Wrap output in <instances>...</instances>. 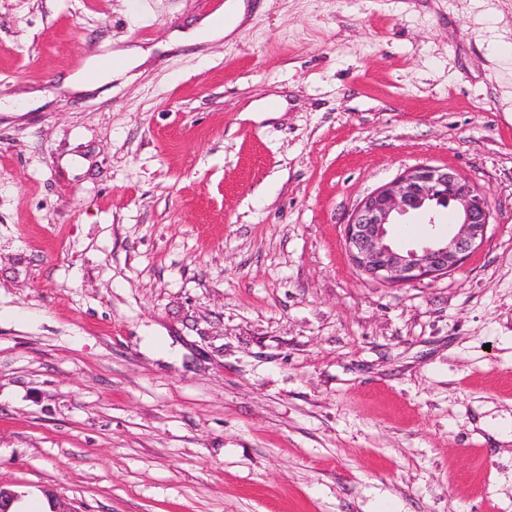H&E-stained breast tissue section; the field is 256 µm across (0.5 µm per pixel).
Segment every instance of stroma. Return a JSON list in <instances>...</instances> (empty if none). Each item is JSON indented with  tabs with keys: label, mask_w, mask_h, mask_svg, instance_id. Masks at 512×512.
<instances>
[{
	"label": "stroma",
	"mask_w": 512,
	"mask_h": 512,
	"mask_svg": "<svg viewBox=\"0 0 512 512\" xmlns=\"http://www.w3.org/2000/svg\"><path fill=\"white\" fill-rule=\"evenodd\" d=\"M248 3L185 46L202 0H0V101H38L0 111V481L69 512H512L477 426L512 421V0ZM417 164L491 223L391 287L344 224ZM223 5V12L233 18L234 22L230 26H224L216 18L207 16L189 33H182L179 37L187 43H198L206 40L220 39L230 34L245 17V0H228ZM146 58V53L139 48L116 51L109 59H92L84 72L73 74L65 86L74 91L93 87L101 81L124 74L130 68L140 64ZM112 59L116 61L112 66ZM89 73L91 75H89Z\"/></svg>",
	"instance_id": "obj_1"
}]
</instances>
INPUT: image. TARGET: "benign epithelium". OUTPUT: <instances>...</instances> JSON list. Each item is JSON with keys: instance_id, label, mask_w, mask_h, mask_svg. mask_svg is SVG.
I'll use <instances>...</instances> for the list:
<instances>
[{"instance_id": "7a95c632", "label": "benign epithelium", "mask_w": 512, "mask_h": 512, "mask_svg": "<svg viewBox=\"0 0 512 512\" xmlns=\"http://www.w3.org/2000/svg\"><path fill=\"white\" fill-rule=\"evenodd\" d=\"M452 208L457 223L444 234L430 233L418 248L398 249L390 226L401 217ZM492 215L486 194L451 167L420 164L362 197L345 224L344 243L357 269L390 286L422 277L438 278L457 268L486 237ZM21 494L0 482V512H15Z\"/></svg>"}]
</instances>
